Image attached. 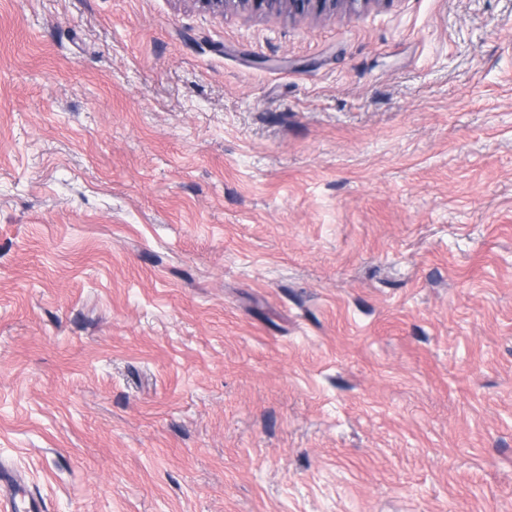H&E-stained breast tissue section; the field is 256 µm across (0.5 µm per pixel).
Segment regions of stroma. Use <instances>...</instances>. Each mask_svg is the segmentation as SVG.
<instances>
[{"label": "stroma", "mask_w": 512, "mask_h": 512, "mask_svg": "<svg viewBox=\"0 0 512 512\" xmlns=\"http://www.w3.org/2000/svg\"><path fill=\"white\" fill-rule=\"evenodd\" d=\"M45 512H512V0H0V461ZM214 15L224 16L228 7L251 13L288 12L291 16H305L310 13L335 14L336 10L355 9L356 5H368L383 0H192Z\"/></svg>", "instance_id": "1"}]
</instances>
